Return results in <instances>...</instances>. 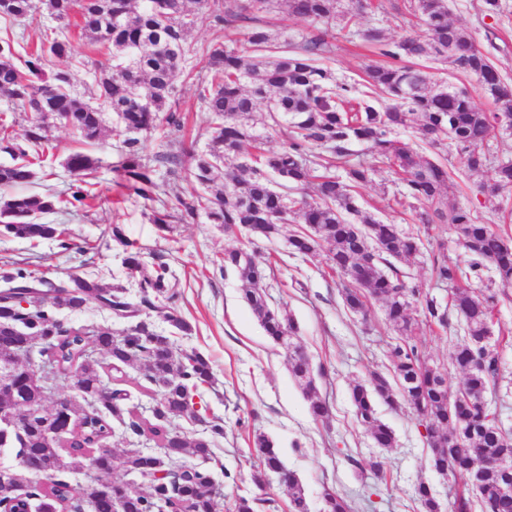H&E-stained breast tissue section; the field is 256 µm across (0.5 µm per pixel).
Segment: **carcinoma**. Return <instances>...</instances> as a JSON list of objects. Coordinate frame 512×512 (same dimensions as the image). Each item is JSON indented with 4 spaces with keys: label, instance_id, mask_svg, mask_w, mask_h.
<instances>
[{
    "label": "carcinoma",
    "instance_id": "cac0c4a2",
    "mask_svg": "<svg viewBox=\"0 0 512 512\" xmlns=\"http://www.w3.org/2000/svg\"><path fill=\"white\" fill-rule=\"evenodd\" d=\"M285 2L287 12L309 22L314 32L284 45L274 44L267 15ZM199 7L186 8V0H0V17L27 19L44 10L58 21L77 14L82 34L91 43L112 49L118 63L112 72L96 80L92 105L74 94L72 79L65 71L47 72L49 58L69 49L66 32L26 52L24 67L14 62L15 48L0 39V96L39 117L50 113L74 130L84 141L104 138V114L113 112L117 121L112 137L120 142L119 161L114 168L117 186L128 196L157 202L160 210L152 222L168 223L172 214L189 224L205 213L224 232L244 236L247 244L278 237L283 225L295 220L305 228L288 237L292 253L313 256L324 253L330 269L343 280L341 296L352 313L365 314L370 299L381 303L385 319L402 336L388 354L387 373L375 372L367 383L351 388L357 421L366 427L380 448L394 444L392 429L380 419L378 406H395L402 400L424 423L432 466L448 469L453 478L469 484L481 470L483 480L475 493L482 512H512V471L482 469L488 458L512 459V437L481 413L478 404L494 391L501 369L500 339L493 336L496 292L475 290L471 282L492 267L497 278L512 284V232L496 231L477 224L470 211L445 198L448 170L393 137L397 128L415 123L429 145L438 149L453 144L468 171H484L485 147L500 131H512V87L506 85L488 53L477 40L449 20L448 0H413L414 16L425 27L424 35L409 36L391 44L378 28H368L363 40L378 47L387 61L368 69V83L390 97L393 104L382 110L371 100L352 98L351 87L340 84L320 60L332 53L336 28L346 19L345 0H194ZM196 26L224 27L243 35L252 48L245 57L216 41L207 48L205 68L210 76L201 85L210 129L208 148L190 156L163 153L152 159L143 154L141 138L155 132L172 134L183 127L176 105L175 79L180 67L198 51L187 42V32ZM430 59L476 76L481 89L497 105L495 112H482L470 91L432 80L418 60ZM286 124L285 142L276 151L262 147L258 126ZM26 147L5 146L20 160L0 165V186L31 182L34 166L43 162L47 139L37 119L26 133ZM370 144L372 158L401 176L403 198L416 220L427 226L450 225L467 256L461 265L443 253L433 255L432 273L437 282L453 286L452 303L462 318L464 335L454 345L451 362L462 375L454 386L440 369L427 360L418 346L409 342L423 322L450 326L447 308L430 293L407 281L396 263L408 262L421 253L422 242L387 224L363 208L356 188L365 183L373 167L351 161L350 145ZM322 153L312 155V149ZM168 165L169 173L182 170L193 192L185 197L159 196L153 180L152 162ZM98 160L83 152L66 158L75 174L89 175ZM341 169L344 176L335 171ZM480 191L496 196L512 190V160L501 161L489 183ZM98 192L76 187L70 197L53 193L10 195L0 198V226L7 234L31 242L54 239L64 230L41 221L61 205L86 204ZM123 264L140 276V301L129 296L127 287H105L90 275L71 274L49 281L18 269L0 276L9 287L0 290V358L9 363L25 361L21 344L27 340L42 345L40 354L52 371L40 385L23 381L16 400L0 401V407L44 405L52 399L59 377L73 380L85 405L68 413L72 426L55 441H47L38 430L11 434L0 448L18 449V455L33 458L39 467L58 475L49 488L37 486L34 494L44 500L45 512H113L112 497L98 492L97 484L86 485L85 498L70 494L63 474L91 464L102 472L112 468L107 441L112 422L126 429L131 438H144L163 449L159 455L126 448L119 454L122 467L138 476L152 470L168 473L148 479V489L126 501L124 512H155L157 501L171 503L175 512H216L219 492L211 473L203 468L184 470L193 458L208 459L215 443L224 437V426L199 414L192 392L215 388L212 363L192 350L178 353L171 337L156 330L143 317L147 310L164 313V320L178 333L189 335L191 324L171 307L169 267L160 263L148 270L141 252H130ZM267 263L246 247L224 251L221 268L235 273L242 300L248 305L265 335L288 354V371L309 401L316 421L329 418L328 405L318 392L323 369L314 368L301 343L300 326L284 308L269 304L265 292ZM94 303L129 325L122 330L108 326L65 325L55 310L80 311ZM109 360L116 372L112 381V403L97 405L106 384L101 362L89 354L90 343ZM140 364L142 378L162 388L152 419L141 416L127 404L129 393L124 367ZM182 418L202 427L185 431L172 425ZM251 447L261 455L252 478L263 486L275 474L291 490V512H308L305 491L285 468L272 439L254 432ZM415 495L424 512H441L439 502L424 483ZM322 512H354L350 500L326 488Z\"/></svg>",
    "mask_w": 512,
    "mask_h": 512
}]
</instances>
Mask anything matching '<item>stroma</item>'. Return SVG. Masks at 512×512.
I'll list each match as a JSON object with an SVG mask.
<instances>
[{"label": "stroma", "mask_w": 512, "mask_h": 512, "mask_svg": "<svg viewBox=\"0 0 512 512\" xmlns=\"http://www.w3.org/2000/svg\"><path fill=\"white\" fill-rule=\"evenodd\" d=\"M448 5L452 20L477 41H484L486 33L496 34V47L489 57L503 81L512 85V0H501L494 12L484 10L483 0H448ZM408 6L409 0H371L365 9L350 7L348 26L337 36L335 52L324 60V67L339 81L364 91L366 69L380 57L365 45L362 32L378 27L389 42L422 33L421 24L410 23ZM59 27V21L45 13L11 23L0 19V38H11L20 50L40 43ZM69 37V54L53 58L51 68L68 72L77 95L88 102L94 96L95 73L111 70L112 55L91 44L77 27H70ZM205 75L201 57L188 59L175 80L178 110L187 117L182 140L175 143L153 135L144 142L146 156L181 148L204 150L208 134L199 86ZM43 126L52 150L35 178L23 185V193L70 194L81 178L65 167L64 160L70 153L82 151L98 161L91 179L98 182L100 195L91 206H71L49 215V222L64 229L62 239L34 245L0 233V272L21 268L54 280L91 274L107 286L131 285L122 265L125 243L112 237L116 224L123 225L126 242L141 248L146 266L169 265L177 294L174 307L192 326L190 335H174V346L208 356L218 379L216 390L202 389L195 396L204 416L224 422L223 439L213 448L211 459L203 463L220 491L218 512H232L240 496L274 499L275 508L263 505L257 512H288L287 486L274 479L262 490L252 481L258 453L249 438L256 431L274 441L287 468L295 472L309 512H321L322 494L328 487L351 499L356 512H423L414 493L422 482L430 486L443 512H450L463 483L432 470L425 429L409 406L378 407L380 418L394 432L395 445L390 449L376 447L356 420L350 399L352 385L385 371L387 353L400 341L385 321L380 304H373L366 317L348 311L324 255L290 254L288 236L294 225H285L278 239L259 243L261 255L270 258L273 266L267 293L295 317L306 351L314 364L326 371L318 389L328 402L330 417L324 423L314 421L307 400L288 372L287 354L269 341L241 301L235 274L219 269L224 250L242 246V238L226 235L223 225L210 223L203 214L191 224L173 219L167 228H159L149 219L151 204L125 198L117 189L112 169L118 157L115 140L108 138L100 145L83 143L51 114L44 117ZM396 137L423 155L437 156L448 169L450 198L469 209L477 222L512 230V192L493 197L481 193L455 146L432 152L414 126L399 129ZM401 188L388 169L380 168L359 188V201L384 223L424 237L423 225L400 201ZM461 334L456 324L447 329L424 324L414 341L432 363L446 369ZM499 352L503 379L490 397L491 408L502 427L512 433V340L501 343ZM371 457L382 459L381 475L356 468V461Z\"/></svg>", "instance_id": "1"}]
</instances>
